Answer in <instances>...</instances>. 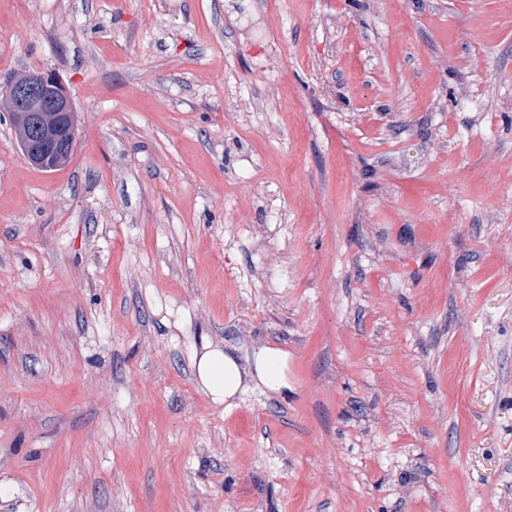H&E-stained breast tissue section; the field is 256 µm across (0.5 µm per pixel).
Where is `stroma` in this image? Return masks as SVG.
<instances>
[{
  "instance_id": "stroma-1",
  "label": "stroma",
  "mask_w": 512,
  "mask_h": 512,
  "mask_svg": "<svg viewBox=\"0 0 512 512\" xmlns=\"http://www.w3.org/2000/svg\"><path fill=\"white\" fill-rule=\"evenodd\" d=\"M24 68L79 134L0 104V512H512V0H0ZM25 73L27 74L22 80L16 79L23 77ZM14 75L16 78L9 77L4 81L0 79L1 98H5L3 102L10 116L15 113V107L4 96L13 100L18 112H26L29 121L36 112H43L41 122L52 123L53 112L57 113L59 123L56 126L36 124V135L25 139L23 143L30 164L39 170L48 171L56 156L61 152L72 153L76 146L74 103L66 87L51 70H26ZM63 124H67L70 133L65 140L58 133ZM192 366L198 382L215 403L233 398L242 387V374L237 360L222 348L208 349L193 358ZM253 367L260 382L272 391H288V354L274 347L260 348L253 354Z\"/></svg>"
}]
</instances>
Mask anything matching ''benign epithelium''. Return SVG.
I'll return each mask as SVG.
<instances>
[{
  "instance_id": "obj_1",
  "label": "benign epithelium",
  "mask_w": 512,
  "mask_h": 512,
  "mask_svg": "<svg viewBox=\"0 0 512 512\" xmlns=\"http://www.w3.org/2000/svg\"><path fill=\"white\" fill-rule=\"evenodd\" d=\"M0 94L10 97L17 111L33 119L37 112L57 113L58 124L36 125V135L25 140L30 164L42 171L52 168L56 156L72 152L77 141L75 107L61 80L51 70H32L18 80L9 77L0 80Z\"/></svg>"
}]
</instances>
